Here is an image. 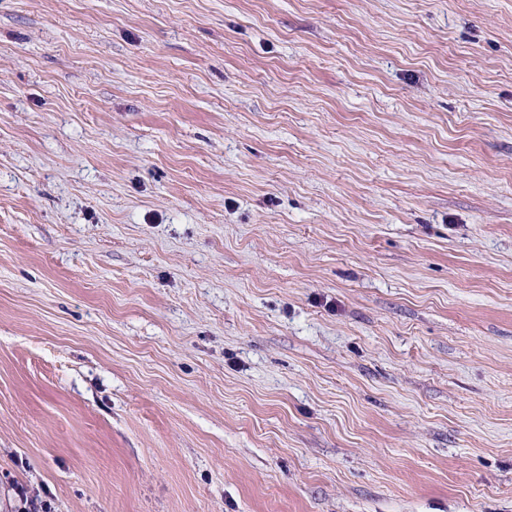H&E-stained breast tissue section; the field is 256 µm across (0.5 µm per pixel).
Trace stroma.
I'll return each instance as SVG.
<instances>
[{
    "label": "stroma",
    "instance_id": "stroma-1",
    "mask_svg": "<svg viewBox=\"0 0 512 512\" xmlns=\"http://www.w3.org/2000/svg\"><path fill=\"white\" fill-rule=\"evenodd\" d=\"M512 512V0H0V512Z\"/></svg>",
    "mask_w": 512,
    "mask_h": 512
}]
</instances>
